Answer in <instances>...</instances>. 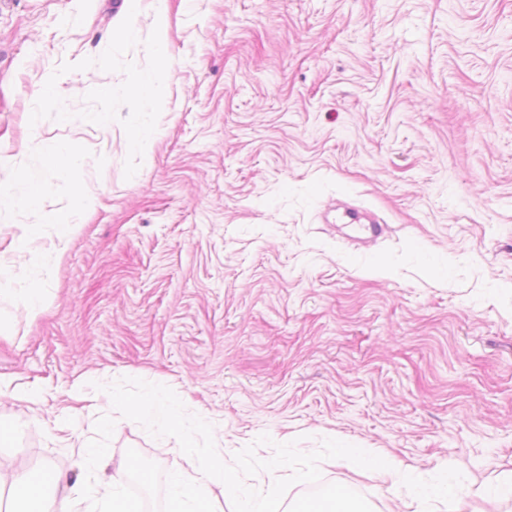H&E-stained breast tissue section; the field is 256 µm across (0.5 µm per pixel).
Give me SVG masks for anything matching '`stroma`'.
Returning a JSON list of instances; mask_svg holds the SVG:
<instances>
[{
	"label": "stroma",
	"instance_id": "stroma-1",
	"mask_svg": "<svg viewBox=\"0 0 512 512\" xmlns=\"http://www.w3.org/2000/svg\"><path fill=\"white\" fill-rule=\"evenodd\" d=\"M0 254L4 470L188 469L113 410L134 377L225 463L334 438L512 512L465 493L512 470V0H0Z\"/></svg>",
	"mask_w": 512,
	"mask_h": 512
}]
</instances>
